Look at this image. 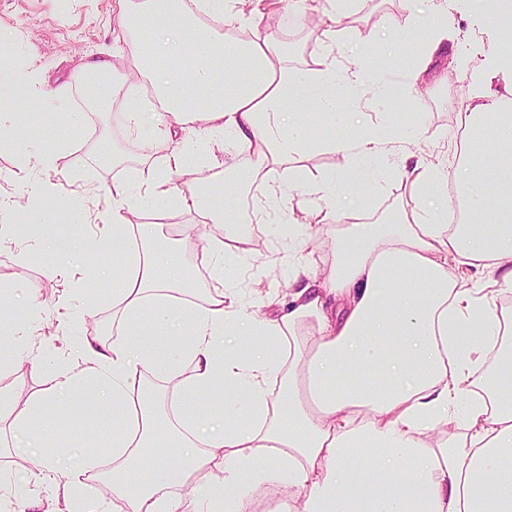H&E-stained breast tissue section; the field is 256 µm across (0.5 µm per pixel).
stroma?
<instances>
[{"instance_id":"1","label":"stroma","mask_w":512,"mask_h":512,"mask_svg":"<svg viewBox=\"0 0 512 512\" xmlns=\"http://www.w3.org/2000/svg\"><path fill=\"white\" fill-rule=\"evenodd\" d=\"M240 7L249 21L225 32L228 44H236L242 36L267 35L285 46L289 74L315 69L325 52L321 32L329 22L326 0H308L305 15L294 23L288 20V0H242ZM117 12V0H0V40L5 43L8 60L28 74L31 101L61 86L68 90L66 101L55 104L53 111L33 114L29 129L39 144L64 146L61 162L68 167L70 178L57 181L55 190L60 195L78 196L82 205L81 214L61 216L55 223L54 230L61 238L75 233L89 237L98 232L94 218L111 206L113 180L134 179L149 163L142 144L157 136L149 124L130 130L115 112L97 113L92 124L81 127L62 124L56 118L60 112L91 110V97L81 72L86 55L102 54L111 61L110 78L118 88L137 83L127 37L115 22ZM438 17L448 29L446 49L434 56L420 83L405 87L397 100L374 87L347 88L338 105L336 134L354 135L359 125L393 136L421 129L425 135L417 154L452 166L469 159L471 134L460 123L461 105L468 103L480 87L499 97L512 95V69L496 64L502 46L484 0H421L414 10L405 0H355L339 27L347 52L337 57L336 66H348L351 54L379 50L384 39L390 37L398 58L390 63L388 76L404 80L407 71L422 58L415 47V32L435 31L434 20ZM232 178L231 172L210 163L191 173L167 175L176 192L187 190L193 180L211 186L208 204L213 208L231 204L239 209L244 201H251V213L227 238L243 259L224 277L213 275L204 254L210 236L195 239L187 234L190 228L208 224L205 213L155 204L148 209H133L128 218L135 224L154 225L160 236L165 233V225H177L183 233L179 256L200 287L234 291L255 305L267 293L287 298L288 284L299 267L320 273L332 263V241L339 226L314 225L305 246H289L287 238L276 232L277 209L267 202L265 188L245 186L228 198L221 185ZM416 208V200L402 182L400 158H389L378 171L361 213L382 223ZM39 242V236L19 234L0 244V284L13 290L11 318L35 320L40 328L39 334L26 337L22 363L4 376L5 382L17 388L22 407L49 388L55 373L82 344L111 345L116 314L106 287L92 294L86 285L92 262L110 263L109 253H102L94 261L81 252H71L69 275L51 280L44 276L42 264L29 261L30 256L38 254ZM32 288L38 290L41 300L34 310L25 303ZM44 420L63 454L76 457L82 453L92 427L86 413L77 407L65 414L50 410ZM36 453L33 441L12 420L0 421V512H65L64 499L53 484L34 476Z\"/></svg>"}]
</instances>
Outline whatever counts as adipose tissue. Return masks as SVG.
Wrapping results in <instances>:
<instances>
[{
  "label": "adipose tissue",
  "instance_id": "adipose-tissue-1",
  "mask_svg": "<svg viewBox=\"0 0 512 512\" xmlns=\"http://www.w3.org/2000/svg\"><path fill=\"white\" fill-rule=\"evenodd\" d=\"M119 5L155 100L142 105L103 84L93 102L131 128L152 115L159 137L137 180L113 181L112 207L99 215L105 233L74 244L118 260L100 273L121 310L113 342L85 345L80 355L91 370L62 369L28 409L0 382V420L34 437L38 468L60 484L67 512H110L82 478L94 451L79 468L61 469L57 444L39 424L73 391L112 445L121 512H248L251 493L271 482L291 489L301 512H512V320L491 310L498 293L512 292V108L493 100L462 117L475 143L501 149L465 167L457 197L470 204L466 223L448 221L447 169L418 162L403 172L422 201L418 212L339 232L328 271L307 272L287 311L260 315L220 288L190 300L174 247L151 239L150 225L131 223V205L164 199L199 210L208 187L176 193L167 175L192 156L206 163L201 146L214 132L224 134L236 181L250 185L301 154L309 137L298 109L334 110L338 82L374 79L392 98L400 87L361 57L340 73L327 56L311 77H291L274 40L227 46L225 30L245 19L226 0H198L193 11L185 0ZM486 112L494 126L481 123ZM318 141L352 160L384 156L377 137L339 138L326 123ZM292 178L322 199L310 213L315 223L348 213L333 192L335 176ZM452 256L496 267L495 289L458 283ZM149 374L168 384L171 414L151 404ZM462 405L464 436L430 442L428 432Z\"/></svg>",
  "mask_w": 512,
  "mask_h": 512
}]
</instances>
